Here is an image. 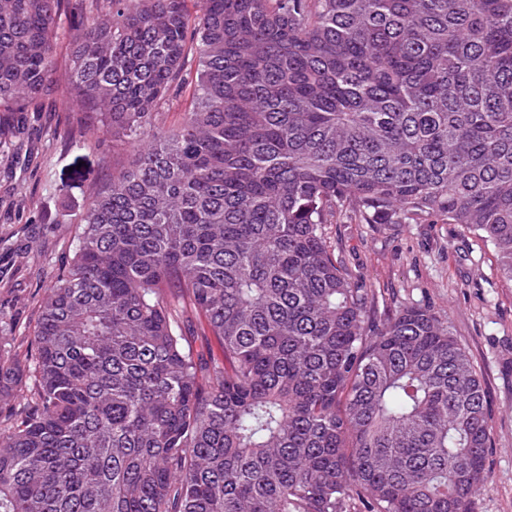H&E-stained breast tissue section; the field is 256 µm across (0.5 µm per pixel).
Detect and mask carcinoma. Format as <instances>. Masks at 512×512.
<instances>
[{"label":"carcinoma","instance_id":"obj_1","mask_svg":"<svg viewBox=\"0 0 512 512\" xmlns=\"http://www.w3.org/2000/svg\"><path fill=\"white\" fill-rule=\"evenodd\" d=\"M56 92L134 151L0 354V512H471L481 374L326 226L459 224L512 282V0H0V112Z\"/></svg>","mask_w":512,"mask_h":512}]
</instances>
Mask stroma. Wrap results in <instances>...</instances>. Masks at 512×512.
Instances as JSON below:
<instances>
[{
	"label": "stroma",
	"mask_w": 512,
	"mask_h": 512,
	"mask_svg": "<svg viewBox=\"0 0 512 512\" xmlns=\"http://www.w3.org/2000/svg\"><path fill=\"white\" fill-rule=\"evenodd\" d=\"M70 108L54 95L0 115L19 128L0 145L9 156L0 160V352L21 360L35 351L39 305L69 268L93 189L132 153L91 129L80 149L53 137ZM327 233L371 285L380 311L425 305L447 315L483 377L490 409L488 479L472 512H512V283L492 249L457 224H331Z\"/></svg>",
	"instance_id": "1"
}]
</instances>
